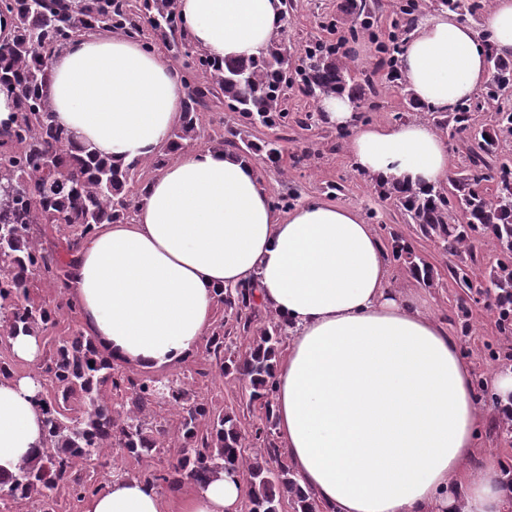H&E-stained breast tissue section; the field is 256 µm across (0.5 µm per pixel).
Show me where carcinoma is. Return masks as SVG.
Here are the masks:
<instances>
[{"label":"carcinoma","instance_id":"carcinoma-1","mask_svg":"<svg viewBox=\"0 0 512 512\" xmlns=\"http://www.w3.org/2000/svg\"><path fill=\"white\" fill-rule=\"evenodd\" d=\"M179 0H141L136 9L124 0H43L35 6L14 0L9 15L14 34L0 41V82L12 84L15 119L0 127V184L14 193L0 194V342L11 350L10 339L22 332L51 345L46 362L48 379L38 376L34 402L44 415L41 446L14 472L0 474V503L15 512L33 507L36 512H60V498L78 502L99 491L96 478L83 472V464L123 448L140 460L161 452L172 442L178 450L163 472L117 469L114 474L136 478L157 489L172 488L184 479L203 488L214 479L234 478L247 471L246 512H280L283 500L293 512H319L318 504L298 484L282 460L275 438L272 400L275 362L282 350L287 325L262 316L253 288H228L218 298L224 313L235 321L239 334L249 337L244 352L232 349L231 332L217 322L205 340L201 360L190 374L133 379L120 370L115 357L103 353L93 337L82 332L50 336L64 311L75 304L66 291L74 280L84 238L100 224L127 220L134 203L126 187L145 167L164 168L174 154L200 139L198 107L207 95L224 94L240 117L233 138L221 142L227 149L252 155V130L257 126L286 127L284 84L292 54L274 38L260 55L219 61L197 53L185 41ZM475 13L478 0H407L398 6L405 25L415 22L419 7ZM346 8L356 14L351 35L371 30L367 4L350 0ZM152 31L174 53L185 57L187 78L204 89L188 95L184 116L169 134L167 144L153 157L130 162L100 156L92 147L76 142L53 120L42 87L49 60L71 35L90 29L120 30L139 35ZM387 56L392 79L406 85L398 61L401 43L379 42ZM490 79L482 99L465 101L453 112L431 111L437 130L472 142L467 169L448 178V185L417 190L389 177L371 178L378 195L394 203L405 221L448 256V270L456 283L471 280L476 244L490 242L497 253L489 278L501 316L499 330L512 334V110L497 109L490 127L473 132V112L499 101L512 85V63L492 54ZM370 84L358 80L344 52L316 43L304 49L301 92L313 99L345 95L353 102L365 98ZM51 154L53 166L42 158ZM392 256L404 262L424 283L433 286L428 265L417 254L413 240L386 224ZM59 234V245L46 247L47 231ZM56 294L39 295L48 285ZM233 375L245 384L247 407L259 410L249 426L239 412L216 406L196 395L186 379L211 373ZM166 407L178 417L176 430L161 413Z\"/></svg>","mask_w":512,"mask_h":512}]
</instances>
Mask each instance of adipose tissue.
I'll return each mask as SVG.
<instances>
[{
    "label": "adipose tissue",
    "mask_w": 512,
    "mask_h": 512,
    "mask_svg": "<svg viewBox=\"0 0 512 512\" xmlns=\"http://www.w3.org/2000/svg\"><path fill=\"white\" fill-rule=\"evenodd\" d=\"M189 41L209 57L258 55L283 26L281 0H179ZM512 57V0L479 22L431 10L413 24L399 70L415 98L451 112L490 77L489 54ZM46 95L56 122L103 156L152 157L181 120L177 68L140 37L85 32L55 52ZM323 121L348 133L360 172L416 188L448 181V142L425 122L369 124L344 96ZM257 282L288 326L274 397L282 447L301 487L326 512H506L512 492L494 458L451 478L483 426L470 365L444 323L389 285L386 250L347 206L319 198L280 213L258 164L221 149L180 150L146 187L132 218L84 241L70 292L89 335L128 365L161 370L197 351L219 289ZM33 377L0 382V472L39 446ZM225 477L180 512H242ZM83 512H164L144 481L113 478Z\"/></svg>",
    "instance_id": "ef3b65f1"
}]
</instances>
